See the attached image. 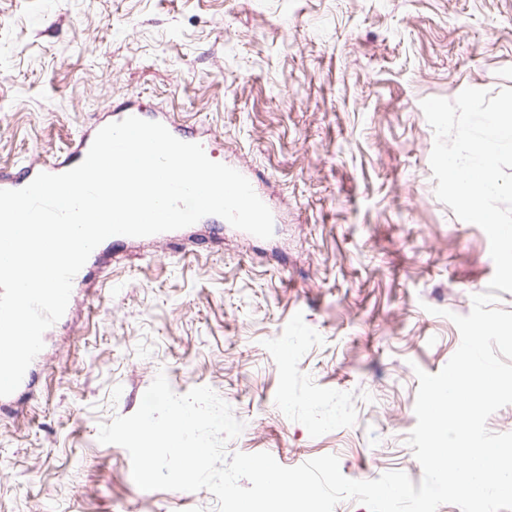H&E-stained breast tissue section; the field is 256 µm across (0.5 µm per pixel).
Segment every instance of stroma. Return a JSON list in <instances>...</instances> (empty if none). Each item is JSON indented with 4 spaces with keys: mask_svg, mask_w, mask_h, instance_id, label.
<instances>
[{
    "mask_svg": "<svg viewBox=\"0 0 512 512\" xmlns=\"http://www.w3.org/2000/svg\"><path fill=\"white\" fill-rule=\"evenodd\" d=\"M512 88V0H0V171L67 155L128 102L205 136L266 198L104 247L31 390L0 405V512H216L144 491L97 440L157 374L243 422L227 454L423 472L406 439L495 265L434 194L423 99Z\"/></svg>",
    "mask_w": 512,
    "mask_h": 512,
    "instance_id": "35a3bbf8",
    "label": "stroma"
}]
</instances>
